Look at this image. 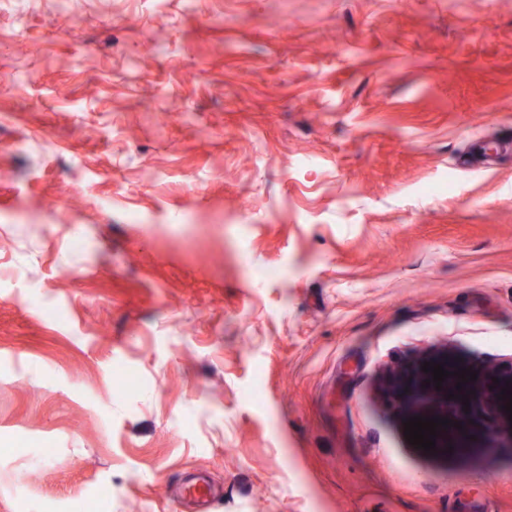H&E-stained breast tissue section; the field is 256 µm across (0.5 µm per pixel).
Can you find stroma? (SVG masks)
<instances>
[{
    "label": "stroma",
    "instance_id": "35a3bbf8",
    "mask_svg": "<svg viewBox=\"0 0 512 512\" xmlns=\"http://www.w3.org/2000/svg\"><path fill=\"white\" fill-rule=\"evenodd\" d=\"M509 128L512 0H0V512H512L392 390L512 374ZM194 480L187 483L179 494L173 497L176 510L180 512H213L218 499L215 497L208 475L195 472Z\"/></svg>",
    "mask_w": 512,
    "mask_h": 512
}]
</instances>
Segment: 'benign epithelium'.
I'll return each instance as SVG.
<instances>
[{
	"label": "benign epithelium",
	"mask_w": 512,
	"mask_h": 512,
	"mask_svg": "<svg viewBox=\"0 0 512 512\" xmlns=\"http://www.w3.org/2000/svg\"><path fill=\"white\" fill-rule=\"evenodd\" d=\"M458 382H460V378L456 376L452 377V382L450 383L442 382L439 393L446 395L451 390L468 396L470 392L481 387L489 391L494 409V429L492 434L489 435L482 429L476 430L470 427L462 431L469 456H478L499 446L507 445L512 447V421L509 420V414L504 409V405L509 403V400L498 399L502 388L508 385L512 387V377L501 378L497 384L489 377H479L474 381H467L460 390L456 387ZM429 391H436L433 374L424 372L420 367L411 370L401 383L396 386V392L401 396L407 417L422 416L431 419L447 417V414L433 408V400L426 397Z\"/></svg>",
	"instance_id": "7a95c632"
}]
</instances>
